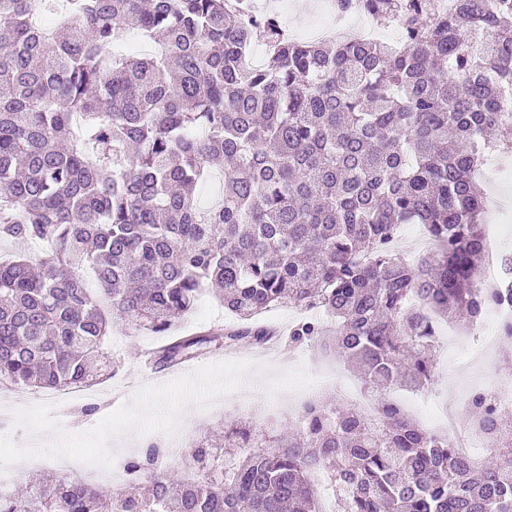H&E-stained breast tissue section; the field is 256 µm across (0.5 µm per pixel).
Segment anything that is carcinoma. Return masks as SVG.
I'll return each mask as SVG.
<instances>
[{
    "mask_svg": "<svg viewBox=\"0 0 512 512\" xmlns=\"http://www.w3.org/2000/svg\"><path fill=\"white\" fill-rule=\"evenodd\" d=\"M62 1L45 32L30 0H0V242L44 246L0 262V379L91 385L118 324L167 337L158 362L188 360L208 336L177 324L215 285L241 322L229 341L265 343L251 320L289 303L335 321L370 387L431 384L436 320L474 325L498 294L480 279L473 171L512 153V0H335L340 18L398 25V43L292 39L228 0H44ZM131 29L159 50L125 55ZM258 42L267 60L247 67ZM215 164L224 195L204 206ZM402 224L437 249L396 254ZM322 335L315 319L289 331ZM469 403V426L495 437L479 465L392 402L373 420L319 401L264 447L224 425V447L249 449L227 471L206 438L190 480L153 444L125 463L128 488L64 475L0 493V512H319L315 470L335 512H512V438L486 393Z\"/></svg>",
    "mask_w": 512,
    "mask_h": 512,
    "instance_id": "carcinoma-1",
    "label": "carcinoma"
}]
</instances>
